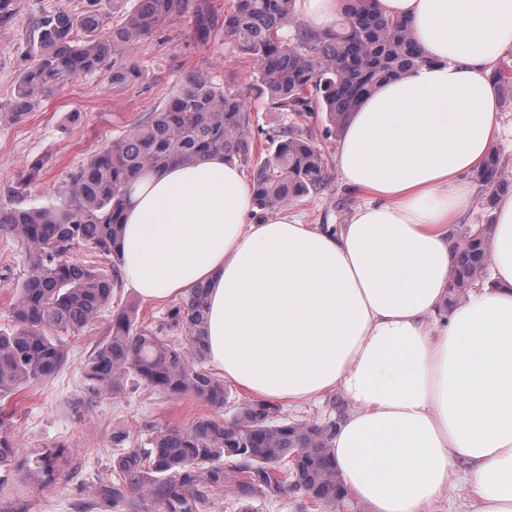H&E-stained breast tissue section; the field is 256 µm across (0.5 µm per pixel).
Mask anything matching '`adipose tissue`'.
Listing matches in <instances>:
<instances>
[{
  "mask_svg": "<svg viewBox=\"0 0 512 512\" xmlns=\"http://www.w3.org/2000/svg\"><path fill=\"white\" fill-rule=\"evenodd\" d=\"M409 20L426 62L345 123L336 167L362 202L320 229L256 216L223 153L149 170L130 189L119 255L143 301L207 290V360L262 402L341 392L330 454L370 512H426L464 465L470 512H512V194L486 243L489 283L450 301L448 229L494 153L491 69L512 50V0H376Z\"/></svg>",
  "mask_w": 512,
  "mask_h": 512,
  "instance_id": "ef3b65f1",
  "label": "adipose tissue"
}]
</instances>
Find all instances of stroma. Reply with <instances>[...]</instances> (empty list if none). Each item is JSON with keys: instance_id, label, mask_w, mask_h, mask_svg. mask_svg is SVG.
Here are the masks:
<instances>
[{"instance_id": "1", "label": "stroma", "mask_w": 512, "mask_h": 512, "mask_svg": "<svg viewBox=\"0 0 512 512\" xmlns=\"http://www.w3.org/2000/svg\"><path fill=\"white\" fill-rule=\"evenodd\" d=\"M87 0H14L16 17L0 26V105H9L22 73L33 63L39 46L31 27L41 15L62 11L79 14ZM140 79L115 84L106 77H91L65 84L19 123L0 115V207L11 206L13 190L32 164L43 163L40 177L28 183L26 203L46 204L65 183L68 173L113 138L130 130L145 113L162 107L190 74L205 72L218 84L246 90L245 105L252 116V149L268 159L274 152L272 135L296 127L324 148L329 168L325 187L315 195L288 204L289 214L303 224L321 228L345 223L359 197L343 185L335 166L341 129L325 113L300 116L274 111L267 101L250 93L253 66L238 58L230 42L198 45L182 24L169 21L142 41L137 50ZM25 181V180H24ZM26 268L25 252L14 241L0 237V330L11 331L10 307ZM133 305L140 321L156 325L168 303H149L129 288L115 290L109 311L79 335L66 338L67 359L59 373L44 385L26 388L8 400L12 413L10 433L19 457L42 448L65 446V459L51 487L28 483L14 490L18 478L14 464L0 467V481L8 485L0 494V512H112L111 497L102 488L116 477L113 462L119 451L112 434L123 430L133 446H145L152 433L169 427L188 428L197 418L231 419L249 395L226 385L227 406L217 408L193 398L172 399L142 383H127L119 394H93L84 371L90 355L110 334L113 311ZM344 399L327 394L320 402L279 405L280 422L326 424L339 418ZM329 512L310 503L303 492L257 494L245 501L229 500L222 492L210 495L203 512Z\"/></svg>"}]
</instances>
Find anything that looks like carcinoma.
I'll use <instances>...</instances> for the list:
<instances>
[{
    "label": "carcinoma",
    "mask_w": 512,
    "mask_h": 512,
    "mask_svg": "<svg viewBox=\"0 0 512 512\" xmlns=\"http://www.w3.org/2000/svg\"><path fill=\"white\" fill-rule=\"evenodd\" d=\"M295 0H229L224 11L214 0H138L124 22L101 33L99 21L83 14L55 12L34 23L40 55L20 77L8 108L13 122L52 96L60 86L86 77L108 76L134 82L141 76L136 58L141 40L166 21L178 20L201 46L224 38L251 61V90L279 112L322 111L335 127L383 79L423 62L409 23L376 11L375 0H354L352 11L333 29L298 28L285 34ZM84 36H78V33ZM252 117L243 95L219 86L208 74L185 78L155 112H148L126 135L110 141L68 175L49 202L28 208L23 188L15 205L0 208V236L25 250L27 269L11 304L13 331L0 332V402L20 388L47 382L62 367V337L87 327L112 302L121 283L116 245L130 184L144 171L189 163L203 153L253 166V203L263 213L276 212L294 199L319 192L327 162L323 150L301 131L276 134L272 158L253 159ZM492 203L506 180L497 155L478 172ZM491 225L471 229L450 274V291L459 297L482 281L488 267L484 247ZM86 247L112 256L104 270L70 258ZM206 292L199 288L172 306L154 328L138 321L136 307L112 313L111 334L85 367L95 394L118 392L131 377L169 397L192 396L223 407L224 382L203 366ZM183 335L174 344L168 336ZM276 407L255 403L240 408L228 422L198 419L187 429L154 432L150 448H128L114 461L112 508L136 512L143 499L155 512H200L216 490L227 488L238 499L258 493L301 491L314 504L345 507L344 492L329 453L335 423L275 422ZM17 448L0 432V466ZM239 464L229 472L224 458ZM62 450L47 448L30 459V474L40 485L56 477Z\"/></svg>",
    "instance_id": "obj_1"
}]
</instances>
